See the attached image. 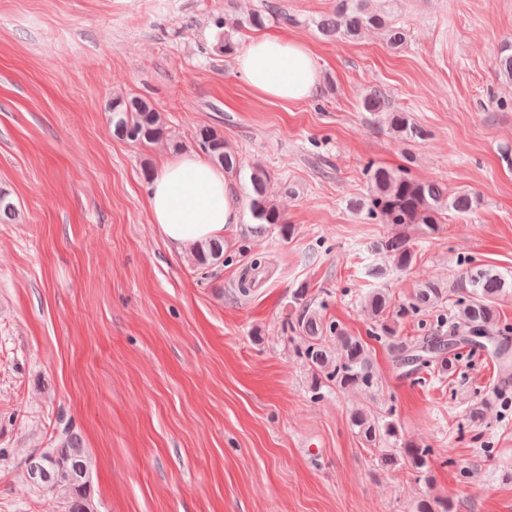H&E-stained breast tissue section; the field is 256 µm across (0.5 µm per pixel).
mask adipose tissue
I'll list each match as a JSON object with an SVG mask.
<instances>
[{
    "label": "adipose tissue",
    "instance_id": "obj_1",
    "mask_svg": "<svg viewBox=\"0 0 512 512\" xmlns=\"http://www.w3.org/2000/svg\"><path fill=\"white\" fill-rule=\"evenodd\" d=\"M237 74L260 96L285 102L312 97L319 80L309 48L277 33L246 41ZM147 201L152 223L166 240L182 248L223 237L225 229L241 218L223 170L194 154L163 161Z\"/></svg>",
    "mask_w": 512,
    "mask_h": 512
}]
</instances>
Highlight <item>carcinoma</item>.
Returning a JSON list of instances; mask_svg holds the SVG:
<instances>
[{"label":"carcinoma","mask_w":512,"mask_h":512,"mask_svg":"<svg viewBox=\"0 0 512 512\" xmlns=\"http://www.w3.org/2000/svg\"><path fill=\"white\" fill-rule=\"evenodd\" d=\"M288 22V14L278 5L268 3L244 19L219 23V49L224 55L235 53V34L244 28L261 29L269 22ZM320 34L328 39L355 40L361 31L374 27L384 31L387 43L397 48L406 41L403 28L367 8V0H338L336 12L316 22ZM496 69L512 77V44L501 46L495 58ZM362 108L382 115L389 129L405 139H420L427 133L412 123L405 112L393 111L388 100L379 92L367 94ZM113 134L136 145L170 140L167 125L161 115L146 100L116 95L109 106ZM195 142L208 159L222 167L224 173L239 176L243 166L238 154L229 148L220 130L203 126L196 132ZM268 171L254 165L249 173L248 208L256 229L276 230L283 239L294 233L278 206L266 195ZM370 195L358 208L380 224L399 229L394 236L377 244V251L391 267L403 271L417 261V251L408 229L418 227L425 235L436 233L445 212L452 210L469 215L480 205V196L473 193L448 192L437 181H420L402 170L370 166ZM197 267L206 270L224 258V241L214 239L193 248ZM455 297L453 323H448V300ZM512 296V271H502L488 264L463 260L452 286L443 287L435 281H424L403 302L396 304L387 288H374L363 298L362 311L370 320L369 339L386 346L395 362L408 365L421 373L419 380H441L455 367L453 348L471 347L482 350L496 361L500 370L512 369L509 334L512 326L499 325L497 304ZM292 304L300 309L294 330L298 333L299 357L312 373L311 390L315 397L324 391L351 389L369 391L378 386L371 348L358 336L346 334L335 324L325 323L312 308L308 289L298 288ZM425 318L423 334L408 340L398 334L399 321L405 317ZM336 341L331 351L330 341ZM350 424L356 435L376 452L381 464L403 469L426 478L431 471L434 450L421 447L403 438L395 415L371 407L357 408L350 414ZM56 446L30 454L25 462L30 485L39 490L59 494L67 512H94L90 497L92 462L80 436L70 422H57ZM412 512H456L454 503L442 499H420Z\"/></svg>","instance_id":"cac0c4a2"}]
</instances>
